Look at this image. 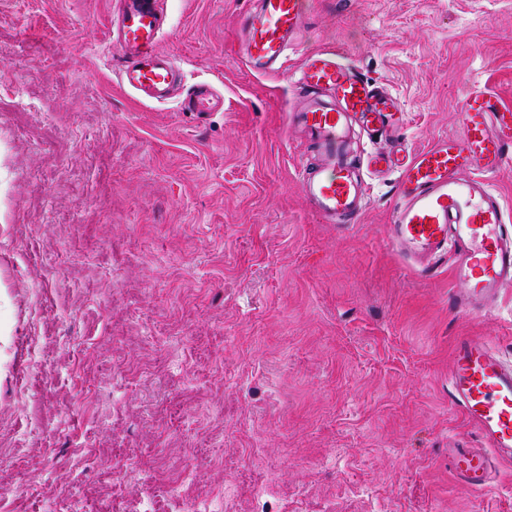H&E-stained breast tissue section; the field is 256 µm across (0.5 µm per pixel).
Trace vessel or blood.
<instances>
[{
	"instance_id": "1",
	"label": "vessel or blood",
	"mask_w": 512,
	"mask_h": 512,
	"mask_svg": "<svg viewBox=\"0 0 512 512\" xmlns=\"http://www.w3.org/2000/svg\"><path fill=\"white\" fill-rule=\"evenodd\" d=\"M308 0H257L238 19L243 58L256 73L279 72L305 27ZM167 18L157 0H119L112 17L113 44L123 60L121 85L159 103L173 99L180 68L158 48ZM300 107L287 125L314 146L313 165L299 180L309 205L328 224H352L369 202L366 173L395 176L387 238L422 276L448 258L459 291V310H490L512 283V211L491 183L512 161V107L489 90L471 87L463 101L462 137H442L411 152L386 150L353 157V138L397 129L402 108L386 87L341 63L334 50L305 56L296 71ZM184 107L224 108L207 84L196 85ZM448 398L474 429L481 445L452 448L448 464L473 489L489 485L494 465L512 463V362L486 337H456Z\"/></svg>"
}]
</instances>
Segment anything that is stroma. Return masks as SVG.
Returning <instances> with one entry per match:
<instances>
[{"mask_svg": "<svg viewBox=\"0 0 512 512\" xmlns=\"http://www.w3.org/2000/svg\"><path fill=\"white\" fill-rule=\"evenodd\" d=\"M116 0H0V503L9 512H512V468L460 484L477 445L448 402L454 339L512 357V288L471 316L449 265L388 243L393 177L326 224L288 136L293 76L328 47L400 100L414 150L463 131L477 83L512 107V0H311L287 67L244 63L252 0H159V47L220 112L118 81ZM184 109L192 112L223 111L224 98L207 84L196 85L187 95Z\"/></svg>", "mask_w": 512, "mask_h": 512, "instance_id": "1", "label": "stroma"}]
</instances>
